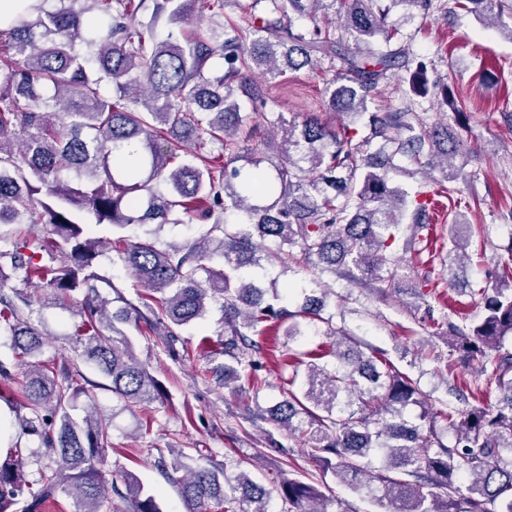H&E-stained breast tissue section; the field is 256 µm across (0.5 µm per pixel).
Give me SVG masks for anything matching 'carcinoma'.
Returning a JSON list of instances; mask_svg holds the SVG:
<instances>
[{
  "label": "carcinoma",
  "instance_id": "cac0c4a2",
  "mask_svg": "<svg viewBox=\"0 0 512 512\" xmlns=\"http://www.w3.org/2000/svg\"><path fill=\"white\" fill-rule=\"evenodd\" d=\"M16 0L0 17V224L17 227L13 249L0 250V322L9 346L27 360L19 434L33 437L50 462L26 479L22 448L0 455V512H40L65 495L74 512H121L109 497L100 465L112 447L110 425L90 401L82 423L71 416L86 392L79 370L53 372L42 357L49 333L33 320L32 300L11 284L38 281L58 301L81 296L73 352L103 375L101 387L128 407L163 395L159 381L134 355L126 325L145 328L170 352L169 338L217 307L224 340L207 348L224 386L242 376L258 383V327L296 318L349 333L322 316L333 276L381 294L411 277L391 253H419L429 229L430 201L392 183L394 160L405 156L423 173L446 179L460 144L442 121L416 112L370 114L382 144L356 137L351 126L369 110L396 70L411 72L414 92L425 91V70L409 46L395 42L394 7L408 18L462 9L487 25L512 17V0H249L243 26L222 21L225 0H153L149 20L137 17L144 0ZM166 18L167 31L158 33ZM224 70H210L215 57ZM307 70L324 75L327 106L346 123L317 115L288 121L272 106V83ZM112 93L103 92L104 86ZM248 111H242V104ZM281 130L249 146L258 131ZM207 143L224 164L200 154L179 156L170 141ZM272 156L274 174L261 164ZM243 165L237 167L235 163ZM186 215L204 226L185 243L163 244L159 232ZM411 223L404 224L405 219ZM44 224L48 236L30 229ZM90 225L111 227L115 238H94ZM143 229L145 239L125 232ZM115 245L116 261L144 289L142 307L98 271ZM298 253H293V249ZM308 273L294 284L302 304L290 311L278 293L264 299L266 262ZM493 293L480 287L471 300L476 321L449 324L457 358L476 370L485 389L500 394L492 407L465 411L448 404L432 413L429 395L379 350L334 352L333 367L302 359L289 364L294 384L304 371L303 397L293 391L268 410L266 421L304 442L308 456L336 482L375 501L384 512H512V266L496 272ZM422 409L419 422L405 418ZM453 431L438 440L436 424ZM162 464L175 479L188 512H269L272 492L288 512H349L302 474H285L275 490L245 471L192 467L182 448ZM119 494L127 512H162L155 495L133 475Z\"/></svg>",
  "mask_w": 512,
  "mask_h": 512
}]
</instances>
